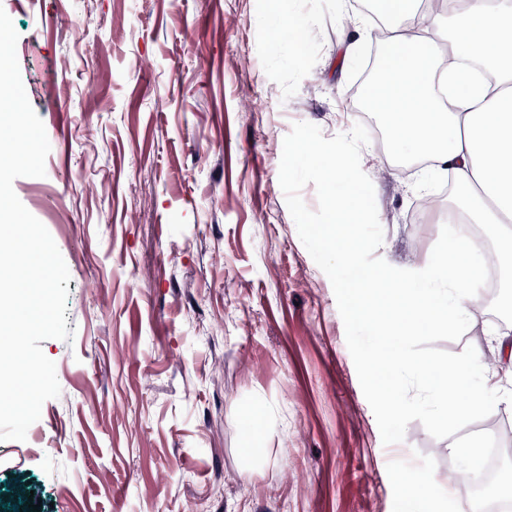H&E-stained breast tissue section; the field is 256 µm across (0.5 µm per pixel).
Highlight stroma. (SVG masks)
Returning <instances> with one entry per match:
<instances>
[{
  "label": "stroma",
  "instance_id": "1",
  "mask_svg": "<svg viewBox=\"0 0 512 512\" xmlns=\"http://www.w3.org/2000/svg\"><path fill=\"white\" fill-rule=\"evenodd\" d=\"M18 33L46 174L13 184L69 270L67 327L42 341L59 397L0 441V512H396V465L465 476L463 450L512 406L447 439L411 422L384 444L327 275L279 184L294 123L358 118L372 16L351 0H0ZM304 19L296 44L278 28ZM384 241L416 269L449 235L448 176L365 145ZM429 207H419L424 197ZM473 317L419 329L403 357L497 353Z\"/></svg>",
  "mask_w": 512,
  "mask_h": 512
}]
</instances>
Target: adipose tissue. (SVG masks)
<instances>
[{"mask_svg": "<svg viewBox=\"0 0 512 512\" xmlns=\"http://www.w3.org/2000/svg\"><path fill=\"white\" fill-rule=\"evenodd\" d=\"M391 20L386 78L372 83L366 103L385 120L387 138L401 157L429 156L452 172L449 210L479 226L478 237L449 238L436 263L414 278L391 266L369 270L362 257L358 215L332 201L329 236L351 273L353 315L365 323L385 322L378 343L365 355L368 375L394 417H401L395 380L413 370L435 390L455 379L467 393L455 404L436 400V414H462L488 404L480 382L483 354L473 351L454 367L432 361L406 365L404 336L418 326L447 331L479 311L486 286L488 243H496L493 270L502 288H512V0H443L441 9L418 10L412 0H384ZM404 487L399 512H431L436 495L456 496L453 481L438 482L433 469H397Z\"/></svg>", "mask_w": 512, "mask_h": 512, "instance_id": "obj_1", "label": "adipose tissue"}]
</instances>
